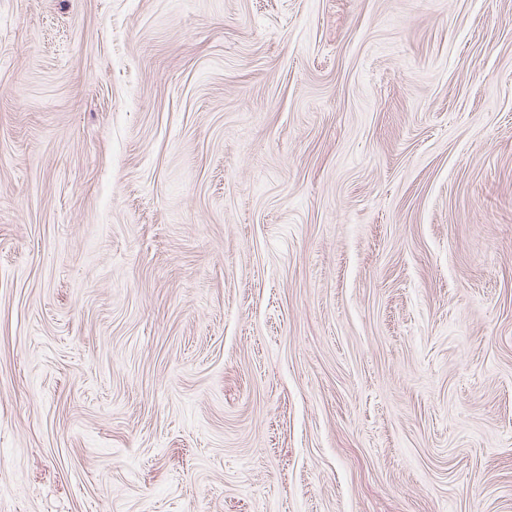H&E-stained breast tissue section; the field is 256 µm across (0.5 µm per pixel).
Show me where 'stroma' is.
I'll list each match as a JSON object with an SVG mask.
<instances>
[{"label": "stroma", "mask_w": 512, "mask_h": 512, "mask_svg": "<svg viewBox=\"0 0 512 512\" xmlns=\"http://www.w3.org/2000/svg\"><path fill=\"white\" fill-rule=\"evenodd\" d=\"M0 512H512V0H0Z\"/></svg>", "instance_id": "stroma-1"}]
</instances>
